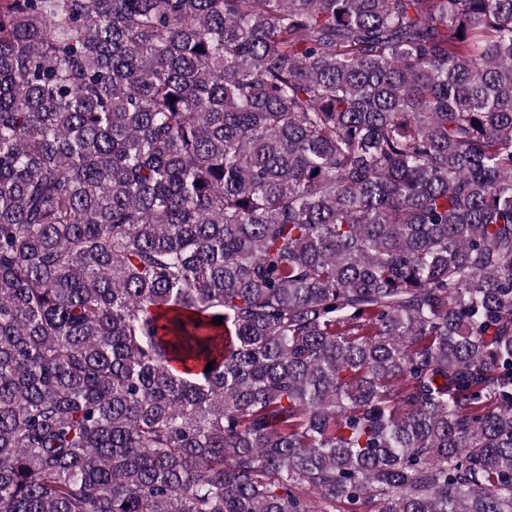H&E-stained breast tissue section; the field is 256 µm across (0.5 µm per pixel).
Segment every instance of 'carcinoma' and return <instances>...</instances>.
Wrapping results in <instances>:
<instances>
[{
    "label": "carcinoma",
    "instance_id": "1",
    "mask_svg": "<svg viewBox=\"0 0 512 512\" xmlns=\"http://www.w3.org/2000/svg\"><path fill=\"white\" fill-rule=\"evenodd\" d=\"M339 503L512 512V0H0V512Z\"/></svg>",
    "mask_w": 512,
    "mask_h": 512
}]
</instances>
